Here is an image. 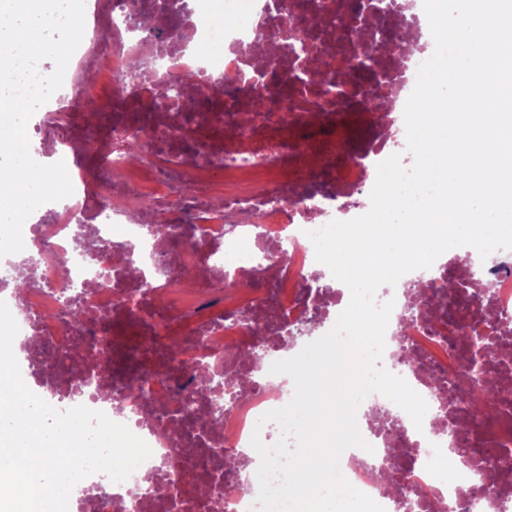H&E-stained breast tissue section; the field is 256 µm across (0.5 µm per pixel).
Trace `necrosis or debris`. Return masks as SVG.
I'll list each match as a JSON object with an SVG mask.
<instances>
[{
    "instance_id": "1",
    "label": "necrosis or debris",
    "mask_w": 512,
    "mask_h": 512,
    "mask_svg": "<svg viewBox=\"0 0 512 512\" xmlns=\"http://www.w3.org/2000/svg\"><path fill=\"white\" fill-rule=\"evenodd\" d=\"M149 0H85V30L63 82L61 124L29 123V137L74 150L85 138L81 118L94 104L101 158L71 177L73 193L49 221L27 224L23 240L36 248L34 280L17 290L20 261L0 264V300L19 332L13 343L24 381L50 406L79 405L126 424L151 448V457L125 481L94 473L78 483L69 512H259L260 464L250 441L258 418L292 398L286 375L272 362L298 354L301 343L285 336L281 317L301 323L319 316L316 340L346 308L350 291L327 278L309 238L334 220L368 212L379 163L392 154L405 162L404 107L421 63L435 49L423 0H397L382 17L359 13L367 0H193L176 18L178 0H165L170 17L139 37L103 38L102 25L121 28ZM358 17L374 43L372 71L349 76L346 91L373 87L376 95L357 112L356 125H333L324 98L289 81L295 42L278 41L272 71L277 90L250 87L261 69L252 53L254 33L280 20L320 55L323 70L351 66L356 44L337 28ZM412 52L396 50L403 32ZM158 58L159 76L184 79L194 110L159 97L155 85L127 77L132 62ZM260 111V121L240 117ZM267 173L258 184L238 175ZM150 202L172 228L175 244L148 235L136 213ZM123 245L132 263L105 265L103 253ZM281 263L271 295L248 284L272 257ZM471 247L443 253L431 268L411 271L395 286L379 288L377 303L393 301L384 360L427 402L422 428L381 394H370L356 419L370 450L350 448L340 470L350 484L385 512H425L438 501L443 512H512V250L494 251L471 274ZM436 291L434 306H419L414 326L401 316L411 286ZM79 311L82 331L69 319ZM478 327L491 339L489 359L509 386L498 405L506 427L478 428L481 409L448 398V383L461 369V338ZM247 354L235 363L231 352ZM242 374L223 410L214 397L190 385L191 375L218 381ZM139 383L144 397L130 394ZM183 385L190 403L174 397ZM407 473L408 488L395 492L389 476ZM481 496H472L474 485Z\"/></svg>"
}]
</instances>
